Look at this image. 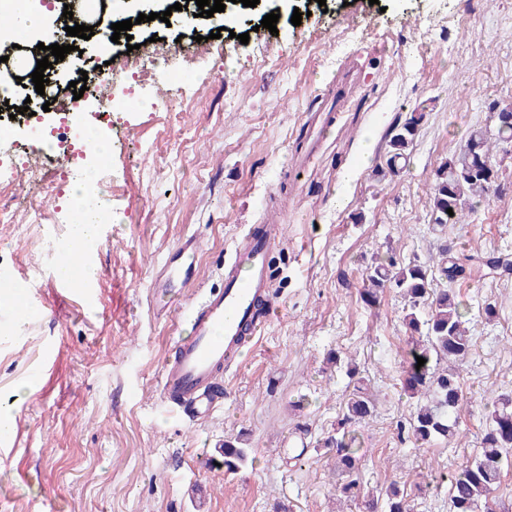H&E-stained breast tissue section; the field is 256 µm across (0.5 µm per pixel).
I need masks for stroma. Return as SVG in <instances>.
<instances>
[{"label": "stroma", "instance_id": "1", "mask_svg": "<svg viewBox=\"0 0 512 512\" xmlns=\"http://www.w3.org/2000/svg\"><path fill=\"white\" fill-rule=\"evenodd\" d=\"M168 3L116 0L113 12L132 20L135 43L159 36L172 62L216 30L224 52L187 86L155 79L113 131L114 220L99 227L88 297L59 286L64 225L38 223L20 204L0 217V274L19 277L32 310L0 343V412L12 425L0 434V512H359L339 505L335 453L321 445L358 380L375 400L358 426L364 488L394 483L411 512H448L439 476L479 453L492 399L512 390V276L475 265L455 284L432 283L472 306V351L453 366L462 401L452 442L408 437L419 401L400 387L407 303L391 289L370 307L360 291L389 251L429 265L445 244L459 257L512 253V142L496 152L503 197L467 223H431L429 192L469 132L512 102V0H472L466 17L462 0H260L192 27L138 22ZM274 10L273 34L260 22ZM419 107L408 159L390 166L392 130ZM319 108L334 124L291 179L305 116ZM270 219L285 231L269 254L277 310L225 372L223 409L182 421L160 396L183 325L156 311V270L182 238L200 240L195 277L179 291L190 310L221 287L242 226ZM489 303L491 321L479 313ZM235 438L253 463L204 466L210 448ZM303 444L302 460L288 463Z\"/></svg>", "mask_w": 512, "mask_h": 512}]
</instances>
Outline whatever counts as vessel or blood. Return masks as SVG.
<instances>
[{"instance_id":"1","label":"vessel or blood","mask_w":512,"mask_h":512,"mask_svg":"<svg viewBox=\"0 0 512 512\" xmlns=\"http://www.w3.org/2000/svg\"><path fill=\"white\" fill-rule=\"evenodd\" d=\"M282 241L277 224H251L239 233L224 263V287L191 310L188 334L179 340L161 373V393L173 411L191 420L209 418L224 405V369L273 315L277 294L269 270L271 249ZM200 242L185 237L158 270L155 288L185 287L195 271Z\"/></svg>"}]
</instances>
